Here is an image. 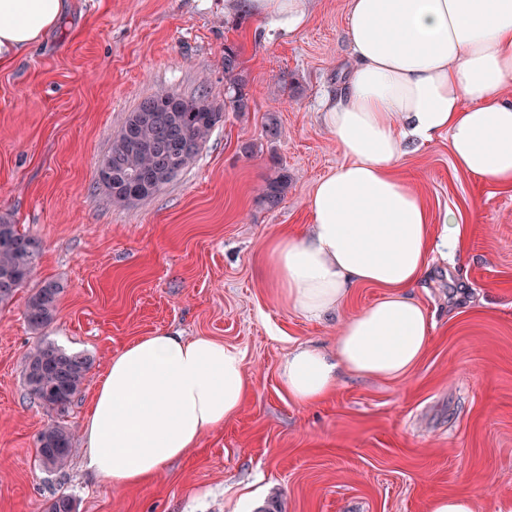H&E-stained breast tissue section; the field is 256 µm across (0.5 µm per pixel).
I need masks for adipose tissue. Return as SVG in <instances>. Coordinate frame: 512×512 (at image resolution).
<instances>
[{
  "mask_svg": "<svg viewBox=\"0 0 512 512\" xmlns=\"http://www.w3.org/2000/svg\"><path fill=\"white\" fill-rule=\"evenodd\" d=\"M293 30L304 0H225ZM64 0H0V66L61 20ZM353 61L321 122L344 160L308 201L312 223L271 244L270 273L288 306L319 318L352 286L385 295L346 320L334 355L292 351L282 382L295 403L333 394L340 371L390 378L425 353L432 325L409 295L431 251L429 213L393 173L409 146L447 137L455 165L512 185V0H350ZM251 392L241 352L205 336L159 334L113 356L84 425L88 468L115 486H140L234 417Z\"/></svg>",
  "mask_w": 512,
  "mask_h": 512,
  "instance_id": "adipose-tissue-1",
  "label": "adipose tissue"
}]
</instances>
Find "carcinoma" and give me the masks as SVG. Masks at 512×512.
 I'll return each instance as SVG.
<instances>
[{
  "instance_id": "obj_1",
  "label": "carcinoma",
  "mask_w": 512,
  "mask_h": 512,
  "mask_svg": "<svg viewBox=\"0 0 512 512\" xmlns=\"http://www.w3.org/2000/svg\"><path fill=\"white\" fill-rule=\"evenodd\" d=\"M224 83L220 103L205 94L186 98L161 91L127 113L107 154L110 166L96 171L97 184L106 188L113 203L130 202L128 193L133 187L139 189L141 200L158 193L167 182L156 183L154 175L171 158L177 159L179 169H185L196 160L223 112L249 111L248 83L232 46L224 47ZM287 188L288 170L281 168L265 181L259 200L275 209ZM39 255L36 239L0 218V306L11 303L31 280ZM61 292L58 283L47 281L27 298L24 318L31 331L38 333L54 321ZM91 367L92 361L84 354L39 338L23 357L24 384L42 408L62 413L81 392ZM75 452L70 428L60 423L49 425L36 446L37 457L48 472L64 470ZM48 512H76L75 501L62 493L52 499Z\"/></svg>"
}]
</instances>
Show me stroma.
I'll list each match as a JSON object with an SVG mask.
<instances>
[{"label":"stroma","instance_id":"1","mask_svg":"<svg viewBox=\"0 0 512 512\" xmlns=\"http://www.w3.org/2000/svg\"><path fill=\"white\" fill-rule=\"evenodd\" d=\"M41 43L0 67V217L40 244L28 288L0 306V512H429L434 496L474 494L481 512H512V188L458 171L447 139L396 163L431 215L432 251L411 295L434 322L422 360L398 378L341 372L309 406L281 372L301 345L333 352L350 316L383 296L351 288L320 319L288 308L269 273V242L308 224L318 178L343 156L320 120L325 93L351 65L348 0H307L295 31L227 14L224 0H67ZM234 46L250 110L226 113L197 160L156 195L114 205L95 179L127 112L168 90L224 97ZM277 112L281 134L263 125ZM290 180L267 209L259 189ZM461 243L443 244L446 211ZM63 287L41 334L24 319L31 289ZM210 336L237 347L253 390L239 413L149 484L117 488L87 469L84 423L112 357L144 336ZM88 355L92 369L61 414L27 393L23 356L36 338ZM71 427L62 473L36 460L38 434ZM288 171L280 168L273 177L268 178L261 187L259 200L268 209L277 208L284 198L288 188Z\"/></svg>","mask_w":512,"mask_h":512}]
</instances>
